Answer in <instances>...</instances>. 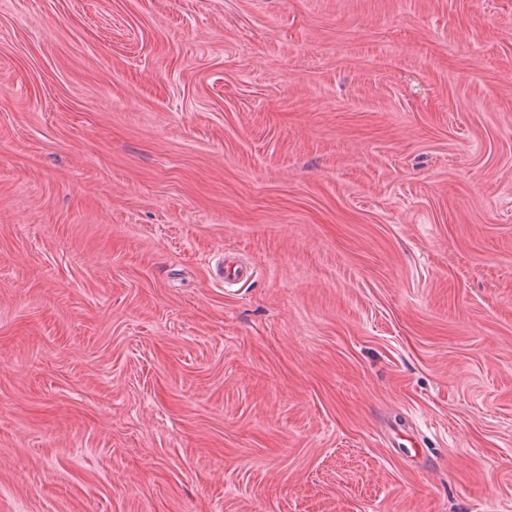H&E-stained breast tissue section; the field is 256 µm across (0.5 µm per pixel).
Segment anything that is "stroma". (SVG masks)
I'll use <instances>...</instances> for the list:
<instances>
[{
    "mask_svg": "<svg viewBox=\"0 0 512 512\" xmlns=\"http://www.w3.org/2000/svg\"><path fill=\"white\" fill-rule=\"evenodd\" d=\"M0 512H512V0H0Z\"/></svg>",
    "mask_w": 512,
    "mask_h": 512,
    "instance_id": "1",
    "label": "stroma"
}]
</instances>
